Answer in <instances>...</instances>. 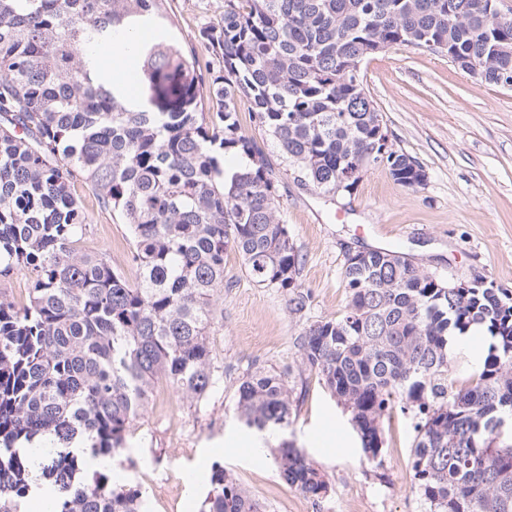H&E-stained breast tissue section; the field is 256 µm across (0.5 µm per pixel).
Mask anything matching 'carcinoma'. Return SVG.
Masks as SVG:
<instances>
[{
	"mask_svg": "<svg viewBox=\"0 0 512 512\" xmlns=\"http://www.w3.org/2000/svg\"><path fill=\"white\" fill-rule=\"evenodd\" d=\"M488 0H224L202 28L221 58L208 86L199 61L168 37L163 0H0V276L24 273L28 299L0 292V512L30 491L17 445L50 439L43 476L54 512H145L140 489L91 468L123 465L126 436L156 382L202 401L219 370L209 346L224 321V255L238 252L260 287L299 290L300 258L276 205L277 186L257 145L240 132L237 100L328 194L351 192L355 172L386 167L411 187L425 173L389 144L362 86L360 63L387 47L448 56L480 79L512 83V16L491 21ZM150 26L138 54L139 92L90 65L101 50ZM246 160L231 179L224 160ZM128 224L129 280L106 254L83 251L87 220L72 186ZM342 314L296 339L303 363L351 414L368 461L393 411L414 431L411 489L428 512H512V303L491 285L456 292L392 249L356 251L343 272ZM492 343L460 383L448 374V337L472 326ZM293 389L259 369L238 389L240 427L284 434ZM89 453L75 454L79 438ZM280 477L308 498L324 474L292 441L275 457ZM201 512H263L213 466Z\"/></svg>",
	"mask_w": 512,
	"mask_h": 512,
	"instance_id": "carcinoma-1",
	"label": "carcinoma"
}]
</instances>
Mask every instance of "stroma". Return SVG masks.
I'll return each mask as SVG.
<instances>
[{"mask_svg": "<svg viewBox=\"0 0 512 512\" xmlns=\"http://www.w3.org/2000/svg\"><path fill=\"white\" fill-rule=\"evenodd\" d=\"M164 10L173 40L202 63L214 60L198 32L219 21L224 0H165ZM361 78L390 143L422 166L425 180L404 187L371 164L352 192L320 193L299 181L296 166L253 123L248 99L239 98L241 132L262 149L279 184L278 210L301 257L298 283L309 302L293 312L289 292L258 286L241 256L227 251L224 288L216 295L224 323L210 337L223 371L217 386L198 403L155 388L127 436L119 481L141 490L147 512H199L217 462L266 512H304L272 455L253 458L250 437L239 430L237 389L259 368L285 372L300 396L286 437L329 481L318 512H425L410 490V420L397 412L385 422L381 460L369 463L349 413L305 367L296 339L343 312V267L357 250L396 249L433 277L481 279L512 299V87L486 83L413 45L367 58ZM74 196L89 224L83 250L108 254L135 277L127 225L101 209L84 182H76Z\"/></svg>", "mask_w": 512, "mask_h": 512, "instance_id": "obj_1", "label": "stroma"}]
</instances>
